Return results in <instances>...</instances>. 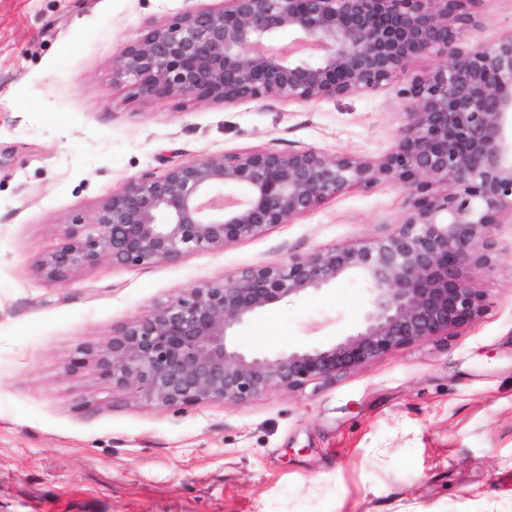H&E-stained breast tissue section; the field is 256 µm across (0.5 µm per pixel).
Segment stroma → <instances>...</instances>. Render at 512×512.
<instances>
[{
	"label": "stroma",
	"mask_w": 512,
	"mask_h": 512,
	"mask_svg": "<svg viewBox=\"0 0 512 512\" xmlns=\"http://www.w3.org/2000/svg\"><path fill=\"white\" fill-rule=\"evenodd\" d=\"M224 0H0V512H512V220L471 273L485 310L451 336L245 405L162 406L112 385L95 351L180 292L385 235L408 194L382 182L223 247L62 285L37 265L74 217L130 181L205 155L313 150L383 160L405 125L399 84L316 103L222 104L136 94L122 50L156 24ZM466 45L512 32L483 0ZM367 292L339 280L270 306L238 347L343 337Z\"/></svg>",
	"instance_id": "stroma-1"
}]
</instances>
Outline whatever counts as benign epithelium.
<instances>
[{
    "mask_svg": "<svg viewBox=\"0 0 512 512\" xmlns=\"http://www.w3.org/2000/svg\"><path fill=\"white\" fill-rule=\"evenodd\" d=\"M480 2L225 0L221 10L173 16L126 47L117 77L145 96L310 104L400 82L406 124L378 162L312 150L228 153L132 181L91 222L66 227L41 261L47 280L65 283L105 257L140 266L224 247L380 182L408 190L410 208L385 236L183 291L113 334L98 354L101 374L159 405H246L473 323L485 299L466 271L491 260L492 229L512 215V33L461 47ZM285 28L296 47H273ZM427 54L444 61L406 77ZM346 278L369 291L356 332L269 354L236 345L256 313Z\"/></svg>",
    "mask_w": 512,
    "mask_h": 512,
    "instance_id": "obj_1",
    "label": "benign epithelium"
}]
</instances>
